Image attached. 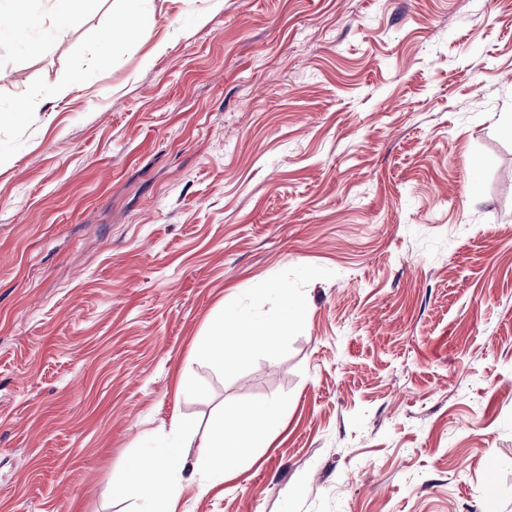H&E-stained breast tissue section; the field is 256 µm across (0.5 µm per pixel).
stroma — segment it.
<instances>
[{
	"label": "stroma",
	"mask_w": 512,
	"mask_h": 512,
	"mask_svg": "<svg viewBox=\"0 0 512 512\" xmlns=\"http://www.w3.org/2000/svg\"><path fill=\"white\" fill-rule=\"evenodd\" d=\"M50 24L0 43V512H127L143 440L279 393L174 512H512V0H101L30 52ZM281 289L287 336L197 358Z\"/></svg>",
	"instance_id": "obj_1"
}]
</instances>
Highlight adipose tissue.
Instances as JSON below:
<instances>
[{
  "mask_svg": "<svg viewBox=\"0 0 512 512\" xmlns=\"http://www.w3.org/2000/svg\"><path fill=\"white\" fill-rule=\"evenodd\" d=\"M299 310L287 296H280L279 306L272 318L264 322L255 321L247 312L229 307L218 317L207 338L197 348L200 358L222 362L225 346H234L238 355L249 354L285 336L288 327L298 317Z\"/></svg>",
  "mask_w": 512,
  "mask_h": 512,
  "instance_id": "1",
  "label": "adipose tissue"
}]
</instances>
